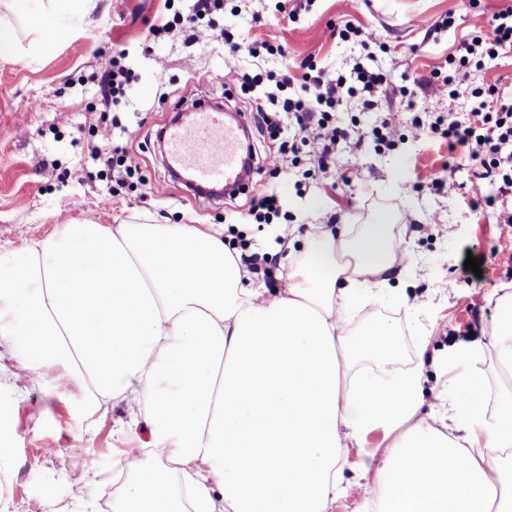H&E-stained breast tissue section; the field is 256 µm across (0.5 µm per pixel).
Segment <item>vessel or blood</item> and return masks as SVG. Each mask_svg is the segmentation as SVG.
<instances>
[{
    "label": "vessel or blood",
    "instance_id": "1",
    "mask_svg": "<svg viewBox=\"0 0 512 512\" xmlns=\"http://www.w3.org/2000/svg\"><path fill=\"white\" fill-rule=\"evenodd\" d=\"M247 130L244 117L230 122L223 112L201 106L188 120L167 127V162L187 172L193 184L246 190L256 171L253 160L244 155Z\"/></svg>",
    "mask_w": 512,
    "mask_h": 512
}]
</instances>
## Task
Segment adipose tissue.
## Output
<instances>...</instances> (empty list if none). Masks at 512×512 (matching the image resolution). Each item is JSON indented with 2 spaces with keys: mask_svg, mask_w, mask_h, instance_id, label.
<instances>
[{
  "mask_svg": "<svg viewBox=\"0 0 512 512\" xmlns=\"http://www.w3.org/2000/svg\"><path fill=\"white\" fill-rule=\"evenodd\" d=\"M90 2L0 0V62L49 48L20 40V5L64 31ZM390 221L305 239L326 275L296 269L272 294L244 287L220 230L62 225L22 259L0 255V386L14 372L74 380L86 409L122 403L130 428L151 427L112 512H332L356 488L381 512H512V385L483 408L471 402L483 376L468 370L457 384L464 424L427 426L421 371L394 370L390 323L347 329L359 306L390 295ZM489 347L512 378L511 293L464 356ZM368 357L373 369L342 381L344 365ZM376 429L392 441L345 482L338 459Z\"/></svg>",
  "mask_w": 512,
  "mask_h": 512,
  "instance_id": "1",
  "label": "adipose tissue"
}]
</instances>
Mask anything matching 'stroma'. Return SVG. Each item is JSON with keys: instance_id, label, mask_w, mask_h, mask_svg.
<instances>
[{"instance_id": "35a3bbf8", "label": "stroma", "mask_w": 512, "mask_h": 512, "mask_svg": "<svg viewBox=\"0 0 512 512\" xmlns=\"http://www.w3.org/2000/svg\"><path fill=\"white\" fill-rule=\"evenodd\" d=\"M192 0H96L90 21L73 23L68 34L55 36L49 52L35 59L0 63V253L48 237L75 220L127 224L147 217L152 224H211L222 227L238 220L239 209L227 198L200 197L181 181L171 179L157 131L173 117V107L189 108L207 98L237 112H249L250 95L239 87L224 88L225 67L256 74L281 70L293 63L292 75H303L299 64L348 72L354 60L372 52L375 66L387 74L368 111L360 101L343 102L338 118L356 125L358 150L336 149V169L352 183L333 187L331 174L302 159L278 174L258 173L251 188L259 193L274 187L289 218L294 251L279 254L277 268L291 272L308 263L304 237L320 227L346 225L363 233L375 216H391V242L404 245L408 261L400 276L404 303L367 304L351 321L361 330L376 317L391 320L398 349L396 366L406 371L425 354L421 380L422 413L439 426L458 393L451 380L464 369L462 354L471 334L491 327L499 315L503 287H512V227L501 223L512 213V201L495 202L488 211L470 205L473 168L448 150L445 139L432 134L408 138L393 149L376 150L369 131L382 117L406 124L414 113L436 105L469 112L476 88L497 85L512 101V52L471 65L455 97L436 94L434 69L472 30L464 0H220L207 16L210 37L188 43L178 34H163L150 49L138 37L149 27L187 13ZM296 19H288L289 10ZM453 17L451 27L434 30L435 21ZM352 23L376 32L382 42L362 48L356 40L336 38V26ZM282 46L283 54L253 61L247 54L229 56L224 33ZM125 50L124 64L132 80L123 95L103 102L98 82L113 51ZM197 78L189 80L187 65ZM407 87L411 101L399 89ZM140 126L131 146L139 165L140 185L118 186L102 176L91 154L106 135L121 139L123 126ZM446 185L434 190L431 173ZM164 182L161 195L148 185ZM432 232H425V225ZM480 259V273L466 270L467 257ZM482 297L479 309L463 299ZM123 406L87 412L76 384L56 386L48 379L21 376L17 388L0 389V439L11 448L13 466L0 472L9 489L13 512H45L46 498L67 505L70 512H111L118 492L112 477L136 461L152 440L148 425L127 434ZM100 474L97 483L74 478L86 460Z\"/></svg>"}]
</instances>
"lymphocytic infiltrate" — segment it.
<instances>
[{"instance_id": "lymphocytic-infiltrate-1", "label": "lymphocytic infiltrate", "mask_w": 512, "mask_h": 512, "mask_svg": "<svg viewBox=\"0 0 512 512\" xmlns=\"http://www.w3.org/2000/svg\"><path fill=\"white\" fill-rule=\"evenodd\" d=\"M511 51L512 6L502 8L488 19L476 15L471 36L449 54L448 72L438 76L436 92L456 95L457 80L477 55L496 57ZM385 80L383 72L357 63L346 76L318 70L312 82L302 84L299 92L292 94L288 91L291 79L286 73L253 75L231 66L224 70L225 83L240 85L253 94L249 113L252 128L273 135L288 126L295 129L291 139L281 141L277 150L267 153L262 160L263 167L273 174L285 164H298L304 155L312 157L322 171L335 168L338 144L361 142L356 130L339 122V106L344 100L358 97L365 109H374L373 95ZM471 95L477 105L467 118L438 110L428 123L414 117L407 131L417 139L441 135L447 139L449 151L460 152L462 159L479 163L483 182L475 186L472 204L490 206L496 199L512 197V103L500 101L494 85L474 89ZM123 134L124 142L95 150L102 171L115 173L121 183L133 178L138 170L126 147L138 130L127 128Z\"/></svg>"}]
</instances>
